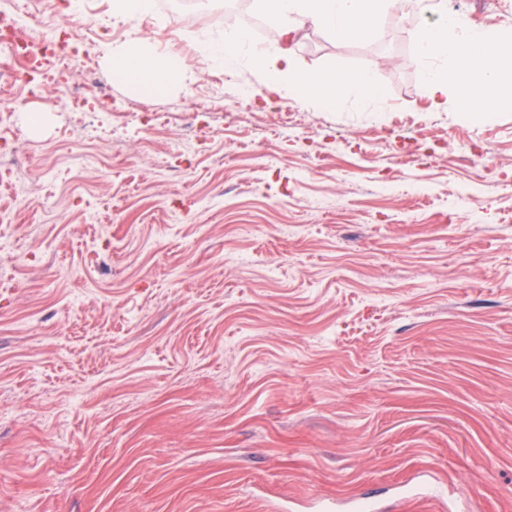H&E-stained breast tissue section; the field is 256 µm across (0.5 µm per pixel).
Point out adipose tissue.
<instances>
[{"instance_id":"ef3b65f1","label":"adipose tissue","mask_w":512,"mask_h":512,"mask_svg":"<svg viewBox=\"0 0 512 512\" xmlns=\"http://www.w3.org/2000/svg\"><path fill=\"white\" fill-rule=\"evenodd\" d=\"M405 0H254L257 11L282 37L308 25L320 26L342 39L373 33L379 20ZM437 19L419 26L414 41L420 56L446 59L447 67L424 70L423 78L436 106L456 97L464 111L493 103L512 102V33L495 26L478 30L468 21L448 16L446 0H412ZM106 61L121 81L148 88L166 85L187 67L176 56L154 59L127 48H111ZM263 97L301 96L326 85L356 100L377 99L371 73L301 72L290 48L262 52L255 57Z\"/></svg>"}]
</instances>
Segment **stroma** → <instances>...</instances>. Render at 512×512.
Listing matches in <instances>:
<instances>
[{"instance_id": "stroma-1", "label": "stroma", "mask_w": 512, "mask_h": 512, "mask_svg": "<svg viewBox=\"0 0 512 512\" xmlns=\"http://www.w3.org/2000/svg\"><path fill=\"white\" fill-rule=\"evenodd\" d=\"M12 3L37 40L71 15L107 90L0 84L27 148L0 189V512H512V104L436 107L413 11L299 32L302 71L376 80L327 110L256 93L275 29L191 55L224 0ZM134 39L193 72L140 129L104 58ZM153 8L152 0H114L112 19L116 22H129L149 14ZM249 41L248 31L244 29L227 30L224 33V41L207 46L206 52L211 57L224 58L225 62H232Z\"/></svg>"}]
</instances>
